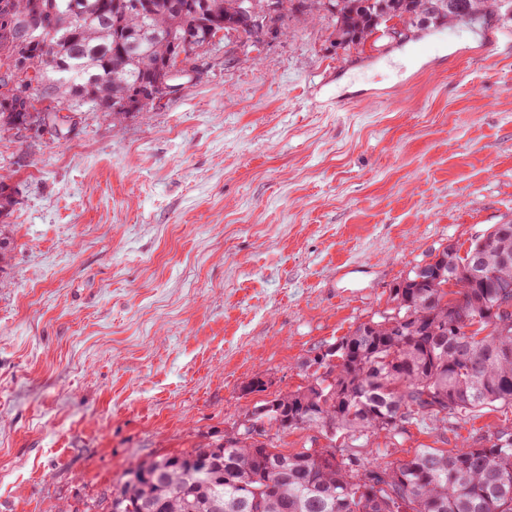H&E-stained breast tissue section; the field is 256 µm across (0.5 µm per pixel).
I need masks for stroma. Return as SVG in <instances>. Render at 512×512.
I'll return each mask as SVG.
<instances>
[{
  "instance_id": "obj_1",
  "label": "stroma",
  "mask_w": 512,
  "mask_h": 512,
  "mask_svg": "<svg viewBox=\"0 0 512 512\" xmlns=\"http://www.w3.org/2000/svg\"><path fill=\"white\" fill-rule=\"evenodd\" d=\"M511 42L506 6L350 46L298 14L263 47L216 43L120 126L68 102L58 132L1 135L0 512H103L131 464L305 385L435 249L512 224ZM503 420L366 453L457 449Z\"/></svg>"
}]
</instances>
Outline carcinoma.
Wrapping results in <instances>:
<instances>
[{
  "instance_id": "carcinoma-1",
  "label": "carcinoma",
  "mask_w": 512,
  "mask_h": 512,
  "mask_svg": "<svg viewBox=\"0 0 512 512\" xmlns=\"http://www.w3.org/2000/svg\"><path fill=\"white\" fill-rule=\"evenodd\" d=\"M0 10V133L28 129L36 116L9 93L29 64L42 98L88 104L122 123L132 93L161 76L169 40H203L214 28L244 45L258 33L239 0H11ZM500 0H280L279 27L295 12L330 13L336 40L361 44L387 21L474 22ZM49 29L50 47L18 38L19 17ZM16 188L0 175V220ZM497 246L512 252V224L493 226ZM474 241L462 251L430 254L429 272L413 268L390 289L397 320L373 316L336 340L312 365L307 385L275 396L267 412H250L224 442L142 461L156 472L134 482L131 471L112 491L108 512H512V425L482 434L464 448H419L393 462L354 452L380 436L400 444L404 425L438 421L453 429L476 416L512 410V264L484 256L483 276L468 271ZM454 281V290L444 288ZM315 428L294 454L276 451L274 433Z\"/></svg>"
}]
</instances>
